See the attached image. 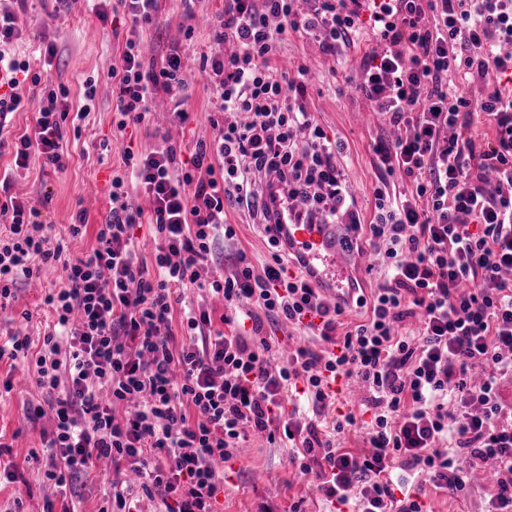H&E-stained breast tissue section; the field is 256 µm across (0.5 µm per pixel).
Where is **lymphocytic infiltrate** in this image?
<instances>
[{
  "label": "lymphocytic infiltrate",
  "mask_w": 512,
  "mask_h": 512,
  "mask_svg": "<svg viewBox=\"0 0 512 512\" xmlns=\"http://www.w3.org/2000/svg\"><path fill=\"white\" fill-rule=\"evenodd\" d=\"M99 20L123 11L133 26L155 24L159 0H87ZM25 0L0 7V130L16 112L28 62L7 55L20 40ZM374 48L361 47L363 28ZM333 56L335 78L355 84L391 130L373 146L382 173L365 221L330 139L308 107L305 67L282 72L276 59L290 35ZM214 49L201 58L224 114L211 141L196 144L189 167L173 147L124 149L129 178H115L91 254L71 257L51 242L40 209L0 198V301L43 267L63 284L43 298V342L28 334L0 344V358L33 366L39 388L56 393L43 437L60 464L46 477L64 485L95 462L129 467L140 491L112 487L116 512H141L160 493L165 512H215L232 457L252 432L287 445L290 463L334 512H424L412 486L432 484L459 501L478 492L473 474L493 466L486 512H512V0H224ZM361 50L358 79L346 76ZM112 73V131L147 122L154 95L179 83L187 61L170 49L145 68L139 38L127 39ZM490 80L478 97L465 85ZM63 95L48 91L31 133L13 143L16 167L31 154L65 167ZM492 127L476 142V119ZM403 189H390L391 177ZM143 192L149 209L136 206ZM259 224H344L347 250L366 244L383 280L357 296L364 314L315 288L287 241L269 238V261L245 250L207 286L226 313L188 301L198 269L218 239H235L225 204ZM155 237V266L139 258L137 227ZM308 326L312 336L281 363L257 318ZM180 323L183 339L172 325ZM359 382L372 418L330 417L332 383ZM296 389L290 412L284 391ZM360 426L364 449H343Z\"/></svg>",
  "instance_id": "lymphocytic-infiltrate-1"
}]
</instances>
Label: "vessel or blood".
<instances>
[{"label":"vessel or blood","mask_w":512,"mask_h":512,"mask_svg":"<svg viewBox=\"0 0 512 512\" xmlns=\"http://www.w3.org/2000/svg\"><path fill=\"white\" fill-rule=\"evenodd\" d=\"M343 227L339 224H292L288 247L303 261L316 287L326 289L335 302L351 289L352 276L345 259Z\"/></svg>","instance_id":"1"}]
</instances>
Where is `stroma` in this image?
Here are the masks:
<instances>
[{
	"label": "stroma",
	"instance_id": "stroma-1",
	"mask_svg": "<svg viewBox=\"0 0 512 512\" xmlns=\"http://www.w3.org/2000/svg\"><path fill=\"white\" fill-rule=\"evenodd\" d=\"M193 9L194 23H186L185 9ZM224 8V0H159V21L147 30L145 65H159L170 49L176 48L188 59L185 85H172L159 91L152 101L150 124L128 130L124 139L112 137L113 69L121 67L125 41L131 24L117 17L104 23L90 11L85 0H27L20 19L23 36L10 45L15 57L25 60L33 73L48 80L51 87H65L71 111L89 107L88 116L79 126L64 124L63 148L69 154L68 166L57 171L32 159L28 168L14 169L10 151L0 152V172L12 169L9 192L42 205L44 223L52 227V243L62 244L66 254L83 256L95 245L97 224L103 223L109 209L108 194L113 177L122 174L121 151L129 148L145 151L169 141L177 150L178 160L189 159L195 144L211 140V119L218 104L206 77L199 70L200 58L210 53L213 42L211 20ZM56 46L52 61H45L43 44ZM282 61L289 67L306 66L313 85L309 107L330 137L345 145L338 163L358 210L365 219L374 213L373 187L379 171L373 144L387 133L379 116L369 115L368 101L356 90H339L328 73L331 60L317 44L298 36L289 37L282 49ZM96 79L94 101H85L83 85L88 77ZM184 99L190 118L186 124L173 123L169 113L176 99ZM85 211L87 231L70 237L68 226L78 211ZM226 218L234 224L239 248L255 263L269 259L271 248L265 234L253 226L247 213L227 206ZM60 267H44L38 278L21 282L15 300L0 308V333L23 323V312H30L28 331L34 346H41L40 334L45 320L41 297L49 288L62 284ZM13 381L11 393L0 396V442L8 444L9 453L0 462L14 464L21 477L0 484V512H45L78 503L81 512H98L106 504L110 483L117 475L106 465L93 467L73 485L58 487L47 482L44 472L51 463V449L42 444L43 431L50 429L54 410L51 396L40 389L34 372L14 366L12 360H0V383ZM41 406L42 415L31 412ZM272 499L280 512H290L291 505L306 500L311 512H317V493L310 482L296 474L288 462L287 448L270 446L265 438L250 436L244 448L224 465V490L218 496L217 512H254L260 498Z\"/></svg>",
	"mask_w": 512,
	"mask_h": 512
}]
</instances>
